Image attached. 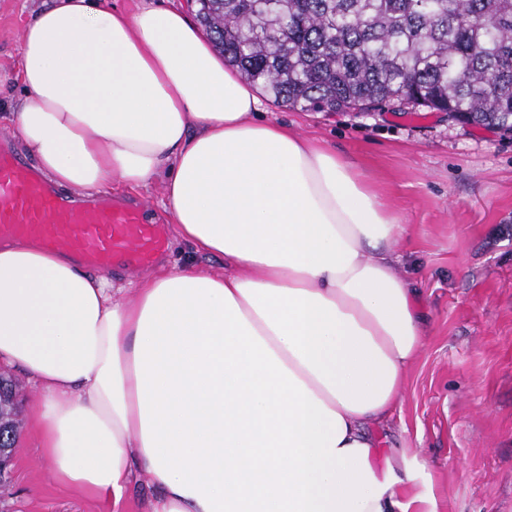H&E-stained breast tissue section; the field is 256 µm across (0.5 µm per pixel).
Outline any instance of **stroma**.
Listing matches in <instances>:
<instances>
[{
	"label": "stroma",
	"instance_id": "1",
	"mask_svg": "<svg viewBox=\"0 0 512 512\" xmlns=\"http://www.w3.org/2000/svg\"><path fill=\"white\" fill-rule=\"evenodd\" d=\"M46 0H0V113L22 94L21 35ZM266 119L336 150L373 179L406 232L397 273L417 291L424 343L409 365L390 423L372 426L380 459L400 479L402 501L422 512H512V133L448 120L441 112H307L264 102ZM162 182L112 199L144 203L166 233L149 267H115L137 281L190 263L226 273L176 237ZM20 400L6 512H149L155 489L141 477L120 504L52 480L33 428L37 388L0 365Z\"/></svg>",
	"mask_w": 512,
	"mask_h": 512
}]
</instances>
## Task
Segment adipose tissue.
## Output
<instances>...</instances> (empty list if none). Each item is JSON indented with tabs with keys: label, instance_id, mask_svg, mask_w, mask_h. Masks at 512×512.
I'll return each instance as SVG.
<instances>
[{
	"label": "adipose tissue",
	"instance_id": "ef3b65f1",
	"mask_svg": "<svg viewBox=\"0 0 512 512\" xmlns=\"http://www.w3.org/2000/svg\"><path fill=\"white\" fill-rule=\"evenodd\" d=\"M8 118L60 189L162 181L180 238L223 256L125 285L0 244V364L41 389L54 480L151 512H409L369 425L423 344L404 232L350 161L261 115L181 10L53 0L21 35Z\"/></svg>",
	"mask_w": 512,
	"mask_h": 512
}]
</instances>
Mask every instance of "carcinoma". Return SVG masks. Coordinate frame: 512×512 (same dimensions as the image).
Listing matches in <instances>:
<instances>
[{
  "mask_svg": "<svg viewBox=\"0 0 512 512\" xmlns=\"http://www.w3.org/2000/svg\"><path fill=\"white\" fill-rule=\"evenodd\" d=\"M197 2L224 61L279 106L427 109L512 133V0ZM0 397L11 445L12 390Z\"/></svg>",
  "mask_w": 512,
  "mask_h": 512,
  "instance_id": "1",
  "label": "carcinoma"
}]
</instances>
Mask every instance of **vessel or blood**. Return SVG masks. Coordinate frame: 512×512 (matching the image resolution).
<instances>
[{
	"label": "vessel or blood",
	"instance_id": "obj_1",
	"mask_svg": "<svg viewBox=\"0 0 512 512\" xmlns=\"http://www.w3.org/2000/svg\"><path fill=\"white\" fill-rule=\"evenodd\" d=\"M23 239L70 253L107 274L115 264L141 268L163 249V228L146 205H118L78 192L59 194L34 168L0 145V240Z\"/></svg>",
	"mask_w": 512,
	"mask_h": 512
}]
</instances>
